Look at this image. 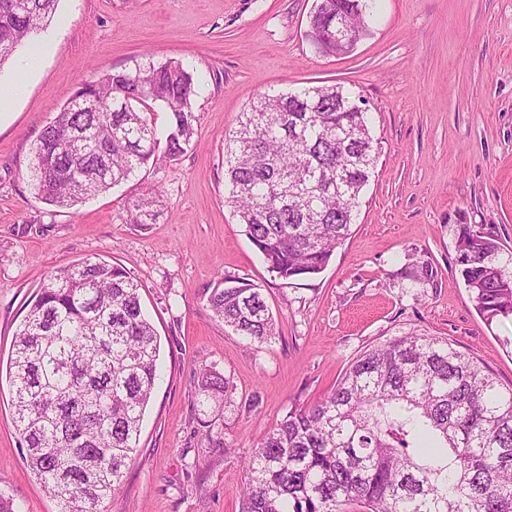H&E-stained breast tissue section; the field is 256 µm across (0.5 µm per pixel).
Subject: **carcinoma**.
<instances>
[{
    "mask_svg": "<svg viewBox=\"0 0 512 512\" xmlns=\"http://www.w3.org/2000/svg\"><path fill=\"white\" fill-rule=\"evenodd\" d=\"M59 0H0V66L34 41ZM376 0H322L307 37L321 54L345 48L323 33L364 36ZM198 85L178 61L107 72L84 84L41 131L29 182L71 209L128 180L158 153L191 147ZM168 112L158 136L155 107ZM363 96L341 85L263 94L224 138L225 203L267 268L312 279L351 238L376 162ZM147 192L129 222L152 224ZM457 262L486 323L512 318V273L496 262L494 228L460 226ZM142 285L123 266L84 258L47 273L29 303L8 366L13 423L25 460L59 512H103L138 448L158 380L160 341ZM234 333L269 343L277 324L259 286L222 276L207 288ZM202 392L234 405L230 378ZM240 512H512V387H498L470 354L424 333L361 353L321 401L292 406L245 466Z\"/></svg>",
    "mask_w": 512,
    "mask_h": 512,
    "instance_id": "obj_1",
    "label": "carcinoma"
}]
</instances>
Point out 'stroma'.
<instances>
[{
	"mask_svg": "<svg viewBox=\"0 0 512 512\" xmlns=\"http://www.w3.org/2000/svg\"><path fill=\"white\" fill-rule=\"evenodd\" d=\"M314 0H59L39 38L0 66V359L8 360L45 273L85 257L142 285L160 372L140 441L104 512H239L245 464L295 402L328 394L364 350L410 331L446 338L512 385V320L485 324L456 263L460 225L489 224L512 271V0H380L345 55L306 36ZM180 61L198 83L194 143L130 181L64 209L35 198L28 170L42 129L85 83L143 56ZM344 86L362 95L379 155L352 227L325 270L282 280L224 202V133L263 93ZM162 217L127 215L147 189ZM262 288L279 326L268 344L208 308L221 276ZM235 406L201 414L206 370ZM0 386V495L16 512H58L31 473Z\"/></svg>",
	"mask_w": 512,
	"mask_h": 512,
	"instance_id": "stroma-1",
	"label": "stroma"
}]
</instances>
